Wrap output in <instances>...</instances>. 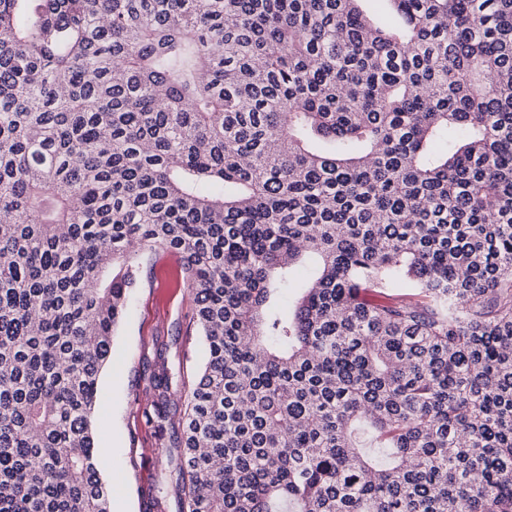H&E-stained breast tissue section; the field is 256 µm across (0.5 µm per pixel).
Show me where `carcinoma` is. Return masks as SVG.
Segmentation results:
<instances>
[{"label": "carcinoma", "instance_id": "carcinoma-1", "mask_svg": "<svg viewBox=\"0 0 512 512\" xmlns=\"http://www.w3.org/2000/svg\"><path fill=\"white\" fill-rule=\"evenodd\" d=\"M363 2L0 0V512H109L147 253L183 512H512V0Z\"/></svg>", "mask_w": 512, "mask_h": 512}]
</instances>
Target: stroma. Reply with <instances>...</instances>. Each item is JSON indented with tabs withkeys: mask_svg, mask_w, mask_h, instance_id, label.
<instances>
[{
	"mask_svg": "<svg viewBox=\"0 0 512 512\" xmlns=\"http://www.w3.org/2000/svg\"><path fill=\"white\" fill-rule=\"evenodd\" d=\"M144 266L154 285L133 289L100 378L96 466L112 488L111 512H181L176 475L156 444L153 425L142 415L149 396L138 382L150 374L157 348H165L169 359H183L191 374L202 364L204 349L197 339L183 346L178 335L191 303L176 285V259L159 254L145 258Z\"/></svg>",
	"mask_w": 512,
	"mask_h": 512,
	"instance_id": "obj_1",
	"label": "stroma"
}]
</instances>
